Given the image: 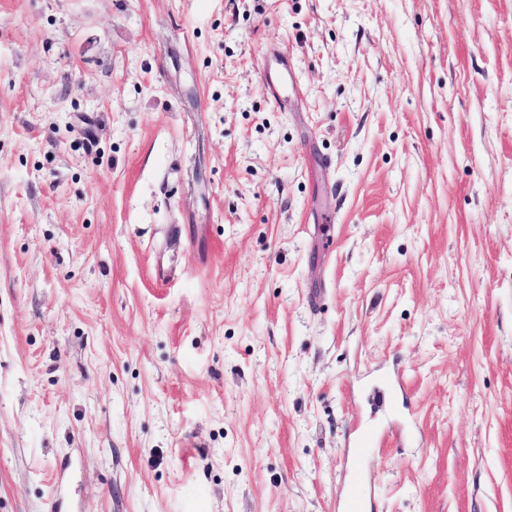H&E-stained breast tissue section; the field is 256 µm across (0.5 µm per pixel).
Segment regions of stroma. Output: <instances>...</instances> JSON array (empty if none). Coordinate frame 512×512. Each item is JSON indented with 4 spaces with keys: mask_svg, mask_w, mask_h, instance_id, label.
I'll return each instance as SVG.
<instances>
[{
    "mask_svg": "<svg viewBox=\"0 0 512 512\" xmlns=\"http://www.w3.org/2000/svg\"><path fill=\"white\" fill-rule=\"evenodd\" d=\"M360 422L512 512V0H0V512H344ZM260 79L270 93V100L274 106H279L281 99L296 88L292 71L275 53L264 60L260 70ZM401 387V380L398 374L390 375L384 380L380 381L374 387V397L381 407L387 408L392 412L395 408V400L393 393Z\"/></svg>",
    "mask_w": 512,
    "mask_h": 512,
    "instance_id": "stroma-1",
    "label": "stroma"
}]
</instances>
